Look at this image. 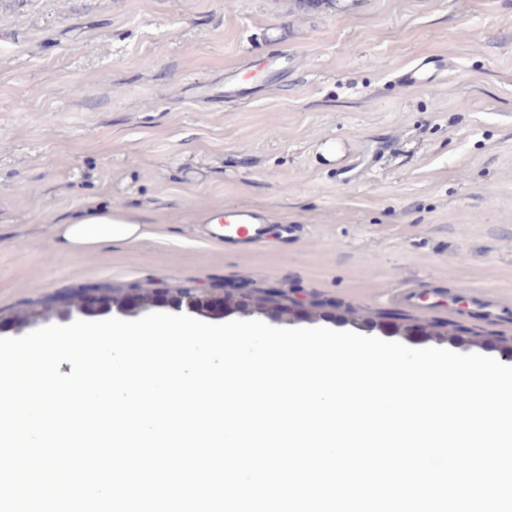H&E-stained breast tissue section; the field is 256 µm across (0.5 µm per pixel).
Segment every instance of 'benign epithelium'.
Segmentation results:
<instances>
[{"label":"benign epithelium","instance_id":"benign-epithelium-1","mask_svg":"<svg viewBox=\"0 0 512 512\" xmlns=\"http://www.w3.org/2000/svg\"><path fill=\"white\" fill-rule=\"evenodd\" d=\"M255 304L265 308L274 303L273 290L266 291L261 298H252L251 294L243 288H228L221 296H215L204 289L193 288L186 295L161 296L155 292H146L140 288H132L121 298L115 299L109 288H89L73 306H64L56 310L61 318L71 317L73 312L86 315L102 314L117 309L127 314H136L149 307L165 304L184 306L187 310L207 315L209 317H222L225 310L234 305L250 306Z\"/></svg>","mask_w":512,"mask_h":512}]
</instances>
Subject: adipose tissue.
<instances>
[{"instance_id":"ef3b65f1","label":"adipose tissue","mask_w":512,"mask_h":512,"mask_svg":"<svg viewBox=\"0 0 512 512\" xmlns=\"http://www.w3.org/2000/svg\"><path fill=\"white\" fill-rule=\"evenodd\" d=\"M146 234L144 227L122 211L109 207H92L59 224L58 235L65 249L94 251L105 241L136 242Z\"/></svg>"}]
</instances>
